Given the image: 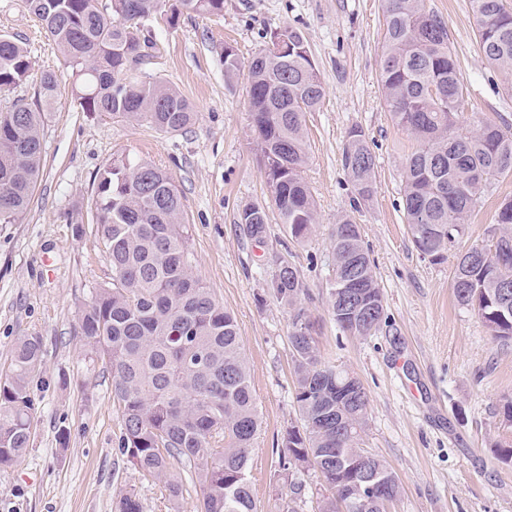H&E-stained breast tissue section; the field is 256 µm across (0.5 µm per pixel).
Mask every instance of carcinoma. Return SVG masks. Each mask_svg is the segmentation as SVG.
<instances>
[{"instance_id":"carcinoma-1","label":"carcinoma","mask_w":512,"mask_h":512,"mask_svg":"<svg viewBox=\"0 0 512 512\" xmlns=\"http://www.w3.org/2000/svg\"><path fill=\"white\" fill-rule=\"evenodd\" d=\"M479 49L487 63L512 73V11L503 0H471ZM71 70L75 102L83 112L126 122H146L164 133L187 130L195 119L189 100L166 81L138 83L129 72L147 57L138 35L141 21L156 16L173 27L181 15L220 16L224 0H24ZM384 34L378 83L392 121L413 134L420 148L404 170L403 210L416 249L440 262L448 245L495 181L512 172V129L481 122L475 130L458 124L463 78L443 18L426 0H383ZM288 37V53L272 49ZM28 50L17 38L0 35V92L30 76ZM241 72L238 50L224 45V76ZM251 127L260 150L271 207L247 205L238 223L262 239L274 211L288 234L306 241L317 224L311 190L302 176L308 161L304 115L320 107L325 89L301 32L272 31L267 46L248 65ZM59 79L40 76L31 100L17 99L0 111V225L15 224L28 210L40 173L44 116L55 103ZM344 165L358 199L375 189L376 156L364 132L348 133ZM95 233L112 277L94 289L79 316V333L89 353L108 370L112 395L122 409L117 454L157 479L167 501L183 497V480L172 470L180 461L202 487L200 512H256L248 479L250 453L261 419L235 317L224 310L194 273L189 230L173 176L128 155L112 158L94 178ZM351 214L341 215L331 234L337 275L329 287L336 324L352 336L360 329L336 310V289L352 287L383 297ZM494 250L470 248L459 255L453 275L457 301L477 309L491 335L512 340V199L502 202ZM273 293L293 310L289 350L296 374V402L303 426L288 431L283 470L319 472L331 496L320 512H388L400 495L389 464L360 448L369 402L342 410L348 434L336 435V381L349 372L321 362L310 336L301 296L307 294L298 270L277 274ZM44 358L42 341L24 336L16 343L9 370L0 375V468L28 451L35 401L31 381ZM367 458L392 478L365 505L343 494L350 472L336 470V458ZM114 512H142L132 494L122 495Z\"/></svg>"}]
</instances>
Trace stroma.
<instances>
[{"mask_svg":"<svg viewBox=\"0 0 512 512\" xmlns=\"http://www.w3.org/2000/svg\"><path fill=\"white\" fill-rule=\"evenodd\" d=\"M426 3L444 19L463 77L461 126H512V81L483 59L470 0ZM283 26L301 32L325 88L321 107L304 116L303 175L318 222L302 243L274 220L260 242L237 222L244 206L268 205L269 193L247 79H224L225 43L247 62L264 47L266 32ZM383 28L382 0H224L220 16L190 13L174 27L144 22L150 47L137 80L170 81L196 112L186 132L164 134L80 111L70 69L23 0H0V33L19 39L31 61L30 78L0 93V109L32 98L41 72H56L61 84L45 118L30 207L20 223L0 225V371L22 337H40L44 350L32 383L31 444L21 462L0 468V512H113L125 493L137 496L142 512H170L158 482L117 454L121 408L108 372L88 359L77 333L82 306L111 275L90 211L93 179L121 155L173 175L194 270L238 323L262 420L249 464L258 512H280L282 442L302 424L290 313L268 286L279 258L298 269L308 289L301 305L322 362L352 372L367 392L360 446L385 459L402 487L389 512H512V463L494 454L496 445H512V423L503 417L512 400V341L491 336L452 287L458 255L491 247L499 205L512 199V176L482 199L443 261L417 251L402 196L406 160L420 143L393 123L379 88ZM354 127L376 156L377 190L366 202L357 200L343 166ZM349 212L384 294L385 317L364 339L340 329L328 305L330 235Z\"/></svg>","mask_w":512,"mask_h":512,"instance_id":"1","label":"stroma"}]
</instances>
